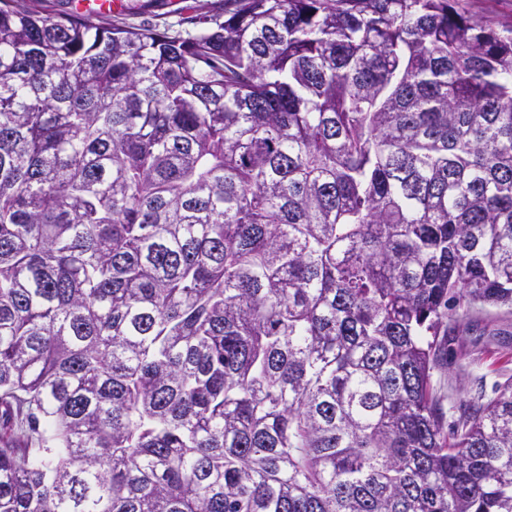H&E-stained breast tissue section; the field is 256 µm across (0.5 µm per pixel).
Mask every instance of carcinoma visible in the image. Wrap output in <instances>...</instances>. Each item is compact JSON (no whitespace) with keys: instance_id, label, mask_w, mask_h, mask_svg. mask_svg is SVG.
Here are the masks:
<instances>
[{"instance_id":"cac0c4a2","label":"carcinoma","mask_w":512,"mask_h":512,"mask_svg":"<svg viewBox=\"0 0 512 512\" xmlns=\"http://www.w3.org/2000/svg\"><path fill=\"white\" fill-rule=\"evenodd\" d=\"M224 0L199 35L0 0V512H512V27ZM473 326L449 343L452 358L433 370L432 381L444 396L448 422L482 394L493 398L497 389L512 380V313L495 307L476 308Z\"/></svg>"}]
</instances>
